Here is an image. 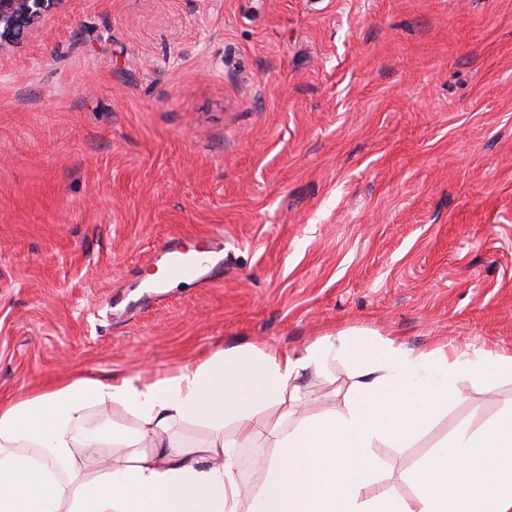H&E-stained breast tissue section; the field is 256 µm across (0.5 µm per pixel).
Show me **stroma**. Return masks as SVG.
Wrapping results in <instances>:
<instances>
[{
	"label": "stroma",
	"mask_w": 512,
	"mask_h": 512,
	"mask_svg": "<svg viewBox=\"0 0 512 512\" xmlns=\"http://www.w3.org/2000/svg\"><path fill=\"white\" fill-rule=\"evenodd\" d=\"M207 233L221 280L124 307ZM345 328L512 355V0H63L0 51V400ZM352 383L307 372L309 414ZM458 388L368 494L512 407Z\"/></svg>",
	"instance_id": "1"
}]
</instances>
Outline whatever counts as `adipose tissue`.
Returning <instances> with one entry per match:
<instances>
[{"mask_svg":"<svg viewBox=\"0 0 512 512\" xmlns=\"http://www.w3.org/2000/svg\"><path fill=\"white\" fill-rule=\"evenodd\" d=\"M336 365L353 378L344 409L304 415L301 376ZM504 376L512 355L417 354L343 329L298 356L247 344L162 375L78 377L0 401V512H512V411L437 446L411 475L416 504L366 493L376 444L413 441L460 380ZM116 407L134 426L114 420ZM257 420L272 452L254 458L263 478L247 488L237 451ZM184 422L209 440L181 446L173 429Z\"/></svg>","mask_w":512,"mask_h":512,"instance_id":"ef3b65f1","label":"adipose tissue"}]
</instances>
